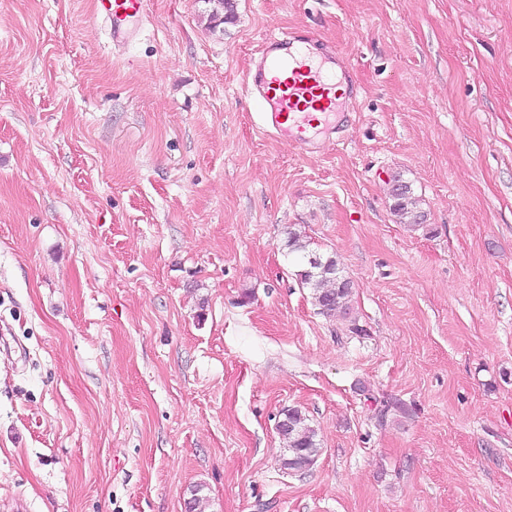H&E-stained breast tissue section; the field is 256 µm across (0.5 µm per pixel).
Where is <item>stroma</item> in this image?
<instances>
[{
  "mask_svg": "<svg viewBox=\"0 0 512 512\" xmlns=\"http://www.w3.org/2000/svg\"><path fill=\"white\" fill-rule=\"evenodd\" d=\"M233 3L116 56L94 0H0V512H512V0ZM303 27L361 88L312 157L243 89ZM394 188L391 194L392 211L400 223L422 224V215L418 211L417 199L414 197L411 187L400 179H394ZM318 259L312 265L311 259ZM301 283L312 291V298L320 313L333 316L345 312L351 295V282L339 275L337 262L333 257L323 258L308 255L306 267L298 274ZM277 430L286 443L287 454L281 461L284 470L306 471L315 462L318 454L317 432L308 418L299 409H289L283 413Z\"/></svg>",
  "mask_w": 512,
  "mask_h": 512,
  "instance_id": "1",
  "label": "stroma"
}]
</instances>
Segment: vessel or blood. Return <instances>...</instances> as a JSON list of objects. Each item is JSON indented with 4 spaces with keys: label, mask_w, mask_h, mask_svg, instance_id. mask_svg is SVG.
<instances>
[{
    "label": "vessel or blood",
    "mask_w": 512,
    "mask_h": 512,
    "mask_svg": "<svg viewBox=\"0 0 512 512\" xmlns=\"http://www.w3.org/2000/svg\"><path fill=\"white\" fill-rule=\"evenodd\" d=\"M147 0H95L94 17L109 35L113 54L137 41L149 22ZM336 48L313 31L299 28L267 36L244 79L251 100L262 103V133L288 138L299 152L314 155L324 138L338 133L337 93L357 96Z\"/></svg>",
    "instance_id": "obj_1"
}]
</instances>
